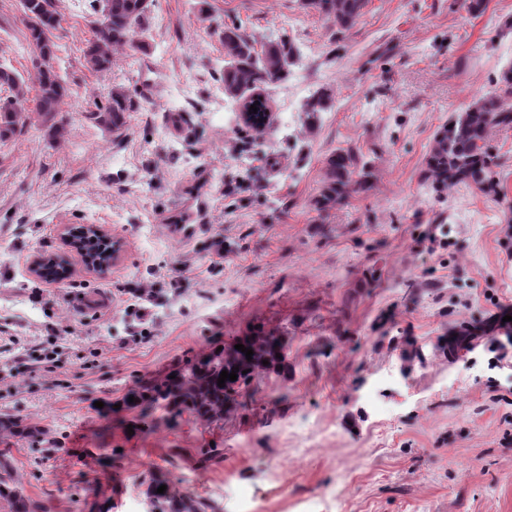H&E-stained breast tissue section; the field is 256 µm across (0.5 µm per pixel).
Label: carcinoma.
Listing matches in <instances>:
<instances>
[{"instance_id":"obj_1","label":"carcinoma","mask_w":512,"mask_h":512,"mask_svg":"<svg viewBox=\"0 0 512 512\" xmlns=\"http://www.w3.org/2000/svg\"><path fill=\"white\" fill-rule=\"evenodd\" d=\"M368 0H302V6L313 10L328 21L336 31L353 27L364 14ZM23 23L29 31V41L35 53V94L11 64L0 61V89L8 92L0 97V143L25 130L38 119L51 139H62L67 130L58 118L68 88L55 66V45L47 32L56 28L61 15L55 0H22ZM93 12L99 15L94 24L93 38L84 52L88 68L104 72L112 68L115 52L134 42L137 30L144 29L149 0H93ZM219 39L224 47V94L241 111L245 104L257 107L258 120L246 125L253 131L261 129V114L269 111L263 91L286 80L302 58L293 42L258 41L247 34L242 25L224 27ZM512 97V68L501 74L498 89L473 102L465 111L456 113L435 135L426 159L424 180L437 192L454 186L474 187L483 192L499 193L496 180L499 156L490 144V130L512 127V106L505 100ZM333 107V95L327 90L312 94L303 105L304 124L312 129L319 115ZM133 100L127 90L115 85L109 91L107 104L97 113L99 124L112 134H121L127 124ZM371 162L354 148H340L328 159L323 185L313 201L319 212L327 213L350 203L357 194L370 189ZM253 350L252 360L239 352L234 358L225 355L224 348L189 359L173 374L142 385L132 392L135 402L127 407L137 411L142 429L153 430L155 421L170 424L184 413L210 424L224 418V406L236 401L262 371L282 365L284 353L281 338L272 331H259L247 343ZM268 364H263V361ZM239 367L237 380H225L218 386L224 370ZM12 460L0 453V500L8 512H47V507L23 493L13 475ZM143 495L152 498L154 512H221L218 504L207 498L179 493L162 472L149 471ZM165 485L164 493L157 492Z\"/></svg>"}]
</instances>
